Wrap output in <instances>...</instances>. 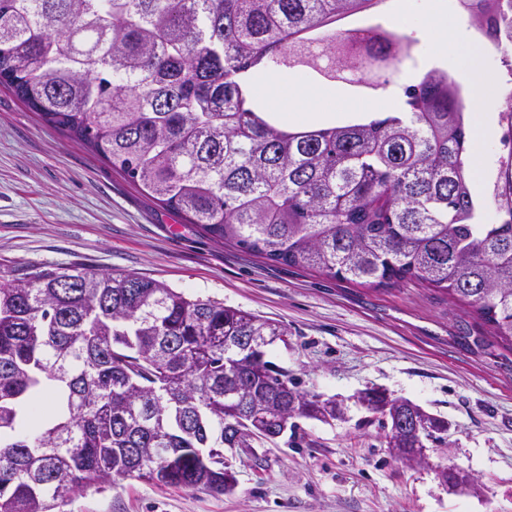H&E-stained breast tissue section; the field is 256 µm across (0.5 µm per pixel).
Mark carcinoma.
Returning <instances> with one entry per match:
<instances>
[{"label":"carcinoma","instance_id":"cac0c4a2","mask_svg":"<svg viewBox=\"0 0 512 512\" xmlns=\"http://www.w3.org/2000/svg\"><path fill=\"white\" fill-rule=\"evenodd\" d=\"M375 0H0V85L216 241L369 287L423 280L512 346V176L476 221L460 87L434 68L383 117L299 127L254 94L267 73L377 90L406 61L312 33ZM498 44L500 0H457ZM241 336L262 341L247 347ZM288 330L135 273L0 283V512H62L137 479L225 493L224 448L342 404L266 359ZM57 391L41 415L40 397ZM387 448L445 444L448 420L369 388Z\"/></svg>","mask_w":512,"mask_h":512}]
</instances>
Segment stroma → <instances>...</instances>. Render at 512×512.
<instances>
[{
	"mask_svg": "<svg viewBox=\"0 0 512 512\" xmlns=\"http://www.w3.org/2000/svg\"><path fill=\"white\" fill-rule=\"evenodd\" d=\"M444 6L457 53L477 47L496 84L483 164L472 176L477 214L487 223L512 162L502 143L512 131L504 115L512 55L491 47L456 0ZM409 33L419 40L415 62L387 90L330 82L335 99L298 122L362 115L434 67L465 82L450 59L438 57L427 25ZM56 268L135 273L279 322L288 343L274 345L270 360L301 389L346 406L335 424L303 419L289 439L225 449L237 479L232 493L126 479L76 493L65 512H512V347L484 336L471 307L415 279L367 287L214 241L0 86V283ZM462 319L480 344H458ZM368 387L447 419L448 445L432 452L431 466L409 467L390 455L378 423L354 402ZM437 465L468 472L477 489L448 492Z\"/></svg>",
	"mask_w": 512,
	"mask_h": 512,
	"instance_id": "35a3bbf8",
	"label": "stroma"
}]
</instances>
